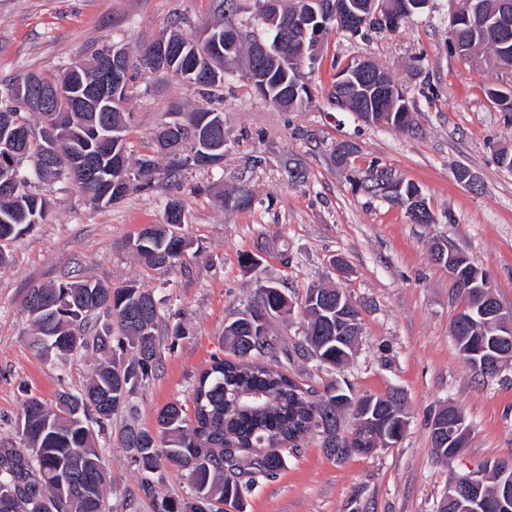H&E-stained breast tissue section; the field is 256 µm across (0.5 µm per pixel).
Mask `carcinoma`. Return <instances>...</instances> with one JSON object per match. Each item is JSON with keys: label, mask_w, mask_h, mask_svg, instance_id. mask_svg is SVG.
Listing matches in <instances>:
<instances>
[{"label": "carcinoma", "mask_w": 512, "mask_h": 512, "mask_svg": "<svg viewBox=\"0 0 512 512\" xmlns=\"http://www.w3.org/2000/svg\"><path fill=\"white\" fill-rule=\"evenodd\" d=\"M304 0L288 7L285 47L298 53L303 32L291 22ZM479 15L463 22L449 40L470 48L484 38L500 41L499 48L512 53V0H480ZM167 40L182 48L167 63L168 73L187 80L186 73H210L195 79L202 94L224 85L227 58L209 42L187 40L177 34ZM256 75L264 78L270 102L297 109L304 100L285 89L299 79L295 69L255 60ZM41 88L54 90V111L39 113L43 133L57 129L52 145L53 170L44 167L42 144L16 136L17 127H28L27 113L20 107L30 103L19 98L15 84L0 92V182L9 180L16 191L0 196V242L15 239L48 215L46 200L38 192L42 183L66 181L82 192L88 187L75 175L82 165L102 181L123 185L104 204H112L134 190H148L157 172L154 158L141 155L130 163L125 133L128 115L124 104L130 84L100 105L82 98L98 88L101 73L90 67L80 75L65 70L59 77L28 73ZM372 78L358 85L359 105L364 118L380 117L396 130L409 128L403 121L406 100L377 97L371 92ZM224 123V113L206 109L191 113L188 121L167 122L158 148L170 155L169 174L192 166L208 170L224 159V151L213 149L211 131ZM30 166L20 168L22 160ZM183 202L167 201L164 222L148 224L133 243V251L145 265L164 268L182 263L187 248L179 230L184 220ZM453 286L462 300L478 305L485 292L487 274L473 262L452 263ZM303 307V335L294 352L317 367L342 366L354 354L356 342L336 334V323L327 320L325 310L336 307V289L314 286L307 290ZM25 306L36 326L33 347L42 356H66L92 349L108 355L94 369L89 385L80 393H62L52 410L37 397L29 398L16 421L21 431L19 447H0V512H105L103 488L107 474L101 465L102 448L95 428H104L112 416L128 406L138 385L152 377L161 364L157 339L159 307L154 293L135 284L112 287L98 281H64L53 286L34 285ZM292 304L282 289L268 285L260 300L248 306L224 327V349L229 358L215 357L199 376L194 390V417L176 404L165 406L158 415L159 430L127 428L123 444L140 470L151 473L161 461L186 471L191 496L163 499L157 512H224L231 505L242 512L243 496L260 477H273L282 469L286 455L300 450L304 437L315 431L325 453L341 460L353 453L363 454L373 439L403 434L391 404L395 393L385 396L364 394L373 401L371 412L360 420L355 409L336 406V383L323 385L320 394L303 386L288 374L275 370L265 358H277L278 338L268 347L260 339L269 336L268 321L291 312ZM452 327L462 360L476 373L493 376L496 371L476 364L485 357L505 351L504 340L477 320L456 317ZM352 413L353 426L332 446L336 431L343 430L345 414Z\"/></svg>", "instance_id": "cac0c4a2"}]
</instances>
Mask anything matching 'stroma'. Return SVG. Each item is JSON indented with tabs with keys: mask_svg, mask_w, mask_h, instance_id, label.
I'll return each instance as SVG.
<instances>
[{
	"mask_svg": "<svg viewBox=\"0 0 512 512\" xmlns=\"http://www.w3.org/2000/svg\"><path fill=\"white\" fill-rule=\"evenodd\" d=\"M217 4L0 0V90L29 72L57 75L108 44L133 52L161 33L194 38L220 20L267 39L253 0H240L239 10L225 16ZM459 5L429 0L394 31L333 29L317 63L300 68L312 96L298 110L257 94L243 55L228 64L219 102L163 72L136 75L125 103L126 141L132 157L155 154L160 173L153 188L98 206L71 184L42 185L47 221L0 245L10 256L0 268V445H19L16 420L28 398L55 406L60 392H82L100 361L89 350L39 356L24 305L28 289L67 280L135 282L160 303L162 364L99 435L109 476L105 510L156 512V498L188 497L185 472L165 464L144 475L124 448L122 431L155 429L170 403L192 411L200 372L224 354L225 324L273 284L293 305L271 321L273 335L291 351L278 365L314 387L333 378L358 395L399 392L409 426L396 447L341 461L326 455L317 436L307 437L276 477L259 479L245 494L243 512H437L450 483L487 462L512 461V360L484 379L463 363L451 334L461 299L447 269L432 258L437 245L464 253L488 272L496 297L512 309V170L496 159L512 152V117L486 96L490 88L512 90V69L482 49L467 59L452 50L448 28ZM363 58L405 96L409 130L369 124L331 104L337 74ZM212 106L224 114L223 161L167 178L168 158L155 149L169 112ZM343 143L353 151L340 164L335 149ZM459 167L475 176L477 187L456 181ZM380 172L416 184L432 223H412L405 207L370 192ZM242 189L253 201L237 210L232 203ZM172 197L184 204L185 263L150 269L130 244L144 225L162 222ZM246 254L254 266L242 264ZM314 285L342 290L360 312L353 358L332 372L292 352L302 303ZM176 327L181 336H173ZM446 405L462 411L470 435L467 448L444 463L433 452L431 423ZM146 476L155 498L140 490Z\"/></svg>",
	"mask_w": 512,
	"mask_h": 512,
	"instance_id": "obj_1",
	"label": "stroma"
}]
</instances>
